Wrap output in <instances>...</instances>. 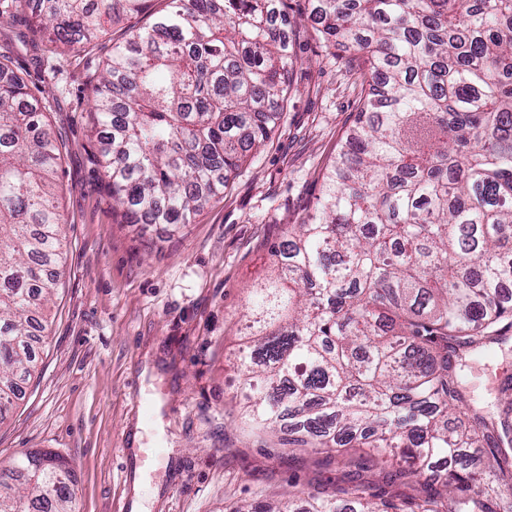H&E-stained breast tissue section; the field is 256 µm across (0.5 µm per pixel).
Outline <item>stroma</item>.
<instances>
[{
  "instance_id": "1",
  "label": "stroma",
  "mask_w": 512,
  "mask_h": 512,
  "mask_svg": "<svg viewBox=\"0 0 512 512\" xmlns=\"http://www.w3.org/2000/svg\"><path fill=\"white\" fill-rule=\"evenodd\" d=\"M314 0H285L293 34L287 106L268 144L248 153L223 195L191 224H125L112 210L93 130L96 76L131 27L62 50L35 5L0 21V61L45 105L62 145L58 202L67 264L51 306L39 376L0 424V464L44 449L68 460L79 512H225L231 503L334 490L325 454L275 447L240 420L237 357L252 288L288 227L314 214L321 175L356 117L361 87L346 55L311 20ZM470 401L496 414L512 377V336L464 356ZM158 413L145 416L140 398ZM142 488H135V480Z\"/></svg>"
}]
</instances>
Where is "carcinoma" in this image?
I'll list each match as a JSON object with an SVG mask.
<instances>
[{
    "label": "carcinoma",
    "mask_w": 512,
    "mask_h": 512,
    "mask_svg": "<svg viewBox=\"0 0 512 512\" xmlns=\"http://www.w3.org/2000/svg\"><path fill=\"white\" fill-rule=\"evenodd\" d=\"M148 0H44L70 49ZM284 0H168L97 76L94 128L128 224H189L269 140L288 101ZM316 31L369 76L323 177L319 215L274 248L241 357L242 423L279 444L370 448L403 464L249 512H512V410L451 418L460 352L512 329V0H318ZM44 106L0 63V424L35 372L64 260L60 151ZM421 484L416 496L396 485ZM70 463L0 469V512H76Z\"/></svg>",
    "instance_id": "carcinoma-1"
}]
</instances>
